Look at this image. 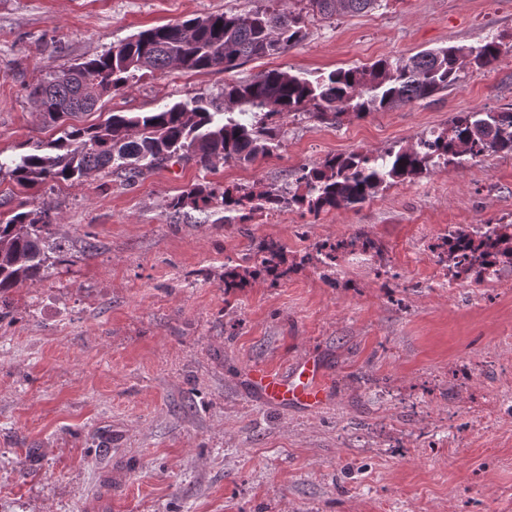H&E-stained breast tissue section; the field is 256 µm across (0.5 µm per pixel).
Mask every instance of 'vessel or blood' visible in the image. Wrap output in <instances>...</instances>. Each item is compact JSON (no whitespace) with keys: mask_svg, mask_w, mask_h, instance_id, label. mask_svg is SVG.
<instances>
[{"mask_svg":"<svg viewBox=\"0 0 512 512\" xmlns=\"http://www.w3.org/2000/svg\"><path fill=\"white\" fill-rule=\"evenodd\" d=\"M246 381L261 401L280 407L315 411L326 404L330 395L324 366L313 354L282 370L253 366L246 373Z\"/></svg>","mask_w":512,"mask_h":512,"instance_id":"1","label":"vessel or blood"}]
</instances>
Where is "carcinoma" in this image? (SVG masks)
<instances>
[{"label":"carcinoma","instance_id":"1","mask_svg":"<svg viewBox=\"0 0 512 512\" xmlns=\"http://www.w3.org/2000/svg\"><path fill=\"white\" fill-rule=\"evenodd\" d=\"M378 0H307V9L323 18L337 13H361ZM305 37L300 12L259 8L245 13L197 16L138 33L104 53L63 71L48 72L27 88V96L42 116L65 122L77 112H90L112 93L130 89L146 77L169 68L231 71L253 57L272 56L299 44ZM502 42L491 39L478 46H449L407 59L382 58L370 65L338 68L311 81L273 69L250 81L227 82L216 96H198L155 112H114L103 123L64 129L47 143L35 142L11 163L0 161L23 188L47 182L80 183L95 172L124 181L171 162L208 169L217 161L253 162L270 156L282 144L281 118L305 114L320 124L336 126L343 118H360L426 100L455 85L465 67H487L499 60ZM512 155V109L501 112H460L450 130L422 138L415 147L380 155H333L302 168L295 190L268 187L259 192L243 187L196 185L169 201L168 208L204 212L214 203L226 212V223L245 224L253 213L297 208L315 215L343 205L363 203L380 191L429 168L447 166L469 155ZM49 209L18 211L0 221V300L19 285L48 276ZM482 254L466 263L454 253L438 258L480 277L486 256L512 261V226L500 224L481 242ZM375 242L359 234L324 243L317 258L327 268L346 255L368 254ZM283 248L268 243L259 248L251 266H227L224 291L262 274L277 279L283 269Z\"/></svg>","mask_w":512,"mask_h":512}]
</instances>
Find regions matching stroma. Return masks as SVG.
I'll use <instances>...</instances> for the list:
<instances>
[{
    "instance_id": "1",
    "label": "stroma",
    "mask_w": 512,
    "mask_h": 512,
    "mask_svg": "<svg viewBox=\"0 0 512 512\" xmlns=\"http://www.w3.org/2000/svg\"><path fill=\"white\" fill-rule=\"evenodd\" d=\"M301 0H0V156L59 137L27 85L139 31ZM306 39L225 72L171 68L78 123L153 112L281 69L308 79L380 58L512 36V0H381L305 18ZM512 105V50L448 91L336 126L284 115L273 156L173 164L127 183L105 173L25 189L0 174V220L48 207L63 262L0 304V512H512V267L455 280L429 240L512 224V156L432 169L320 215L205 223L173 215L195 184L294 185L329 155L380 154ZM358 233L379 256L331 278L302 258ZM277 241L296 274L225 292L224 266ZM322 360L314 412L258 401L251 366Z\"/></svg>"
}]
</instances>
